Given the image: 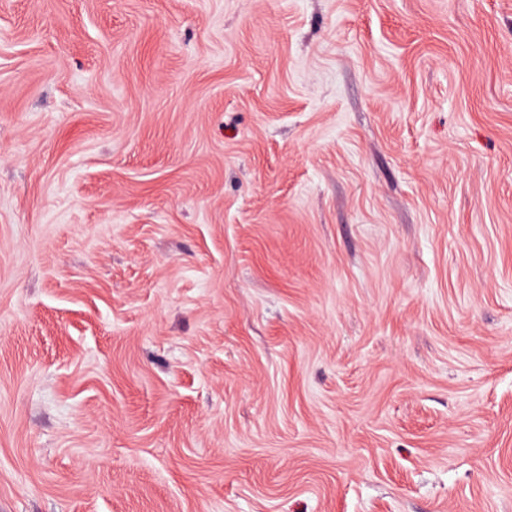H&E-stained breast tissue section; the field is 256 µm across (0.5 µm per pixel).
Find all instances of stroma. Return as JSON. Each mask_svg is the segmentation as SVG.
<instances>
[{
  "label": "stroma",
  "mask_w": 512,
  "mask_h": 512,
  "mask_svg": "<svg viewBox=\"0 0 512 512\" xmlns=\"http://www.w3.org/2000/svg\"><path fill=\"white\" fill-rule=\"evenodd\" d=\"M0 512H512V0H0Z\"/></svg>",
  "instance_id": "stroma-1"
}]
</instances>
